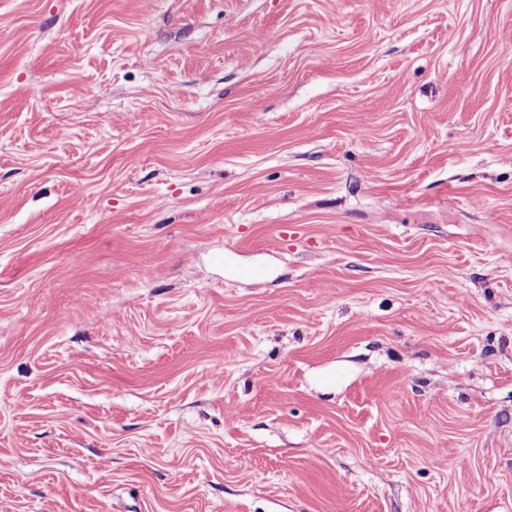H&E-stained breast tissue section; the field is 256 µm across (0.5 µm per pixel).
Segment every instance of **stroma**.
<instances>
[{
    "mask_svg": "<svg viewBox=\"0 0 512 512\" xmlns=\"http://www.w3.org/2000/svg\"><path fill=\"white\" fill-rule=\"evenodd\" d=\"M0 512H512V0H0Z\"/></svg>",
    "mask_w": 512,
    "mask_h": 512,
    "instance_id": "35a3bbf8",
    "label": "stroma"
}]
</instances>
